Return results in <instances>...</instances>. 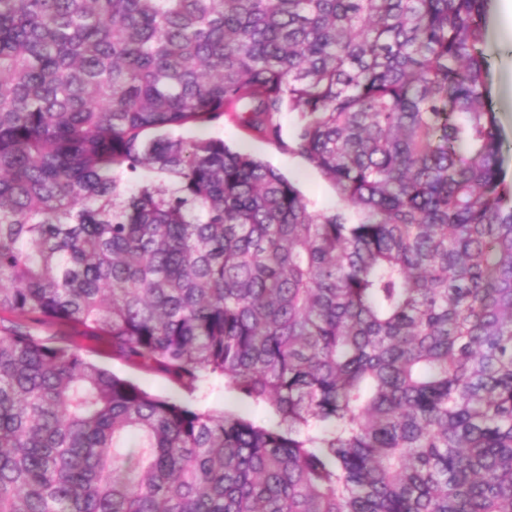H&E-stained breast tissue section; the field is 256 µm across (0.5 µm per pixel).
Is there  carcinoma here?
I'll return each mask as SVG.
<instances>
[{
    "label": "carcinoma",
    "instance_id": "carcinoma-1",
    "mask_svg": "<svg viewBox=\"0 0 512 512\" xmlns=\"http://www.w3.org/2000/svg\"><path fill=\"white\" fill-rule=\"evenodd\" d=\"M489 3L0 0V512H512ZM205 133L221 137L230 147L271 164L296 184L315 210L330 211L338 206L336 190L322 173L302 157L282 151L277 143L250 137L237 127L222 122L209 127ZM93 351L88 353L89 357L99 363L101 366L113 371L114 373L128 377L146 390L162 395L173 396L194 408L209 410L220 413L226 409L236 410L242 414L250 416L259 423H263L267 419V413L261 408H255L247 404L236 401L224 392V379L212 378L201 389L190 395L180 389L174 387L163 376L140 371L123 361L112 356V348L101 343L92 341L85 342Z\"/></svg>",
    "mask_w": 512,
    "mask_h": 512
}]
</instances>
